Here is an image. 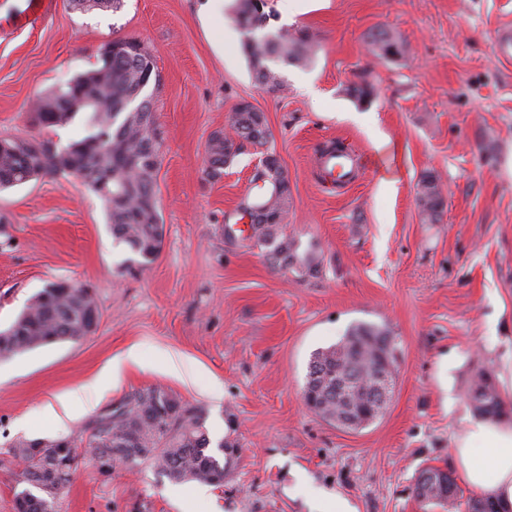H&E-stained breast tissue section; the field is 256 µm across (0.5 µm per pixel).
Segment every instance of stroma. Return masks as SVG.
Listing matches in <instances>:
<instances>
[{
    "label": "stroma",
    "mask_w": 512,
    "mask_h": 512,
    "mask_svg": "<svg viewBox=\"0 0 512 512\" xmlns=\"http://www.w3.org/2000/svg\"><path fill=\"white\" fill-rule=\"evenodd\" d=\"M31 2L0 0V136L84 137L81 115L38 126L34 99L97 67L105 42L141 41L162 76L153 99L165 238L153 264L133 265L81 179L0 191V327L56 280L88 288L100 309L79 342L0 356V512H14L18 489L9 445L84 438L91 414L59 425L44 407L94 385L132 345L142 365L102 389L94 412L164 386L203 411L212 442L234 443L231 473L206 498L192 483L175 498L150 466L105 475L86 457L57 512H333L340 500L352 512H422L416 476L454 467L453 442L475 418L464 396L471 375L500 373L512 351V59L493 48L512 26V0H310L295 23L271 22L317 36L313 63L281 67L276 94L255 84L239 28L207 0H124L115 12L46 0L36 21ZM379 27L404 41L403 56L373 54L366 34ZM362 77L375 93L360 102L347 89ZM244 100L264 113L288 174L284 231L318 254V277L224 241V213L251 191L262 153L244 144L212 179L205 150ZM333 141L373 163L339 189L315 174L318 148ZM428 170L444 190L434 224L417 203ZM356 322L386 324L397 362L383 413L347 430L302 395L313 354ZM170 354L187 373L168 370Z\"/></svg>",
    "instance_id": "stroma-1"
}]
</instances>
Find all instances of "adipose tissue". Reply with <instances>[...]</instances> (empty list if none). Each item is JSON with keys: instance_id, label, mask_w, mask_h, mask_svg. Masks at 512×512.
I'll list each match as a JSON object with an SVG mask.
<instances>
[{"instance_id": "adipose-tissue-1", "label": "adipose tissue", "mask_w": 512, "mask_h": 512, "mask_svg": "<svg viewBox=\"0 0 512 512\" xmlns=\"http://www.w3.org/2000/svg\"><path fill=\"white\" fill-rule=\"evenodd\" d=\"M463 483L477 495L494 496L512 512V426L474 423L452 450Z\"/></svg>"}]
</instances>
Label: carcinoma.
Listing matches in <instances>:
<instances>
[{
    "label": "carcinoma",
    "mask_w": 512,
    "mask_h": 512,
    "mask_svg": "<svg viewBox=\"0 0 512 512\" xmlns=\"http://www.w3.org/2000/svg\"><path fill=\"white\" fill-rule=\"evenodd\" d=\"M78 11L122 8L123 0H70ZM233 19L240 28L242 49L257 84L271 92L281 89L276 67H307L314 59L317 40L302 30L290 35L269 28L273 11L267 0H234ZM369 44L387 58L390 51L403 54V44L388 30L368 33ZM102 48L101 65L57 89L40 96L33 104V119L50 129L86 113L87 134L65 146L35 137L0 138V189L26 184L39 177H79L107 206L113 239L137 256L141 266L152 264L164 240L157 202V173L160 165L151 95L148 87L160 86V73L149 50L134 39H113ZM233 134L215 132L208 141L205 174L221 176L224 166L236 157L243 143L265 145L270 136L261 112L238 111L232 117ZM251 182L258 201L248 196L224 214V238L229 242L254 241L269 248L279 264L297 267L313 277L319 258L301 254L294 238L283 231L291 198L288 177L282 167L260 163ZM418 203L432 222L440 220L444 197L440 177L426 172L419 184ZM97 307L87 288L67 281L47 284L36 293L14 321L0 330V355L31 351L59 341L75 342L90 332L87 312ZM391 331L382 325L360 322L352 325L333 346L316 352L309 365L305 388L316 392L319 416L331 421L347 413L350 405L374 407L382 394L376 388L375 359ZM465 399L473 412L499 420L512 410L501 398L493 374L481 368L470 377ZM90 438L85 453L96 459L109 456L114 463L134 468L149 464L172 483L198 482L224 486L226 468L220 454L228 443L219 441L212 450L201 410L183 402L167 389L154 386L137 390L117 406L105 410L88 424ZM71 437L52 440H21L13 449L20 458H39L17 473L22 489L15 494L16 512H55L58 479L50 453ZM432 468H423L415 481L414 494L422 507L438 506L457 512H479L489 495L463 498L460 488L443 494L440 488L422 484Z\"/></svg>",
    "instance_id": "1"
}]
</instances>
